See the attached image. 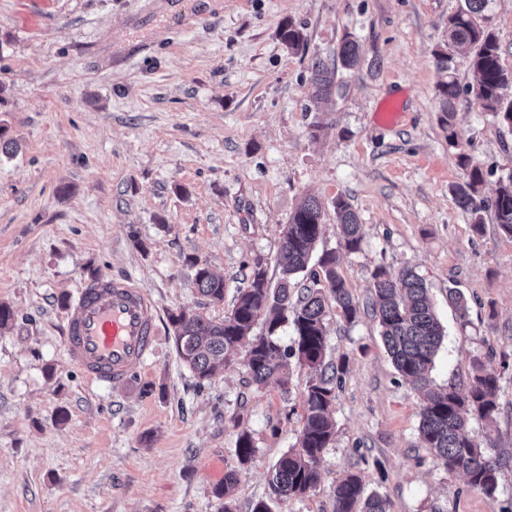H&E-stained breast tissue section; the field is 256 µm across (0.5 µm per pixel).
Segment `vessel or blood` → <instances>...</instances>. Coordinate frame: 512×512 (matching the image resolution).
I'll return each mask as SVG.
<instances>
[{"mask_svg": "<svg viewBox=\"0 0 512 512\" xmlns=\"http://www.w3.org/2000/svg\"><path fill=\"white\" fill-rule=\"evenodd\" d=\"M66 320L67 356L98 384L126 383L132 365L154 349V304L127 278H92L70 303Z\"/></svg>", "mask_w": 512, "mask_h": 512, "instance_id": "b4317fda", "label": "vessel or blood"}]
</instances>
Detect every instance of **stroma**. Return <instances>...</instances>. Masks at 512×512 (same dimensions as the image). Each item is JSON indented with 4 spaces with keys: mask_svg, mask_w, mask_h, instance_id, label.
<instances>
[{
    "mask_svg": "<svg viewBox=\"0 0 512 512\" xmlns=\"http://www.w3.org/2000/svg\"><path fill=\"white\" fill-rule=\"evenodd\" d=\"M462 0H0V512H221L214 490L234 471L237 512L265 498L267 476L303 425L306 370L287 385L249 383L241 359L197 386L176 354L168 315L219 320L247 266L274 260L281 231L310 196L325 207L318 249L340 253L366 299L377 267L425 278L446 338L436 384H467L474 361L500 370L491 432L501 457L488 495L434 464L419 442L420 399L399 378L368 314H330L328 360L346 358L320 483L271 512H332L348 473L389 512H501L512 502V239L493 213L482 233L452 188L470 156L492 198L512 176V130L467 87L468 51L449 48ZM293 23L305 50L286 48ZM360 62L342 67L344 39ZM452 57L444 69L439 54ZM336 69L331 99H312L311 61ZM456 76L458 144L442 127V86ZM399 99L401 121L377 109ZM346 199L364 238L340 248L333 202ZM224 278L213 304L192 260ZM96 275L127 276L155 306L157 341L119 387L89 381L66 354L62 298ZM468 300L460 322L449 288ZM256 451L240 465V429Z\"/></svg>",
    "mask_w": 512,
    "mask_h": 512,
    "instance_id": "obj_1",
    "label": "stroma"
}]
</instances>
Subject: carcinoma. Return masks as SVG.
<instances>
[{"mask_svg":"<svg viewBox=\"0 0 512 512\" xmlns=\"http://www.w3.org/2000/svg\"><path fill=\"white\" fill-rule=\"evenodd\" d=\"M487 2L465 0L464 8L448 16V42L470 49L468 66L475 78L471 92L497 123L512 128V99L503 94V90L512 87V69L502 64L497 36L481 16ZM279 37L290 50L305 49L302 31L291 23L281 27ZM339 55L344 67H355L359 58L357 44L344 40ZM311 82L313 96L326 98L336 84V71L316 61L312 64ZM459 93L450 71L442 89L443 124L450 142L458 139L454 103ZM459 160L467 175L453 193L458 206L468 214L472 229L483 231L484 213L491 209L500 233L512 238V178L500 182L494 197L487 201L479 195L484 182L482 169L470 164L465 154ZM334 211L341 245L349 252L357 251L363 240V225L356 212L342 197L334 201ZM323 219V206L314 197L295 208L281 232L277 280L268 277L262 259H254L248 286L239 291L224 319L214 321L183 310L169 315L176 353L201 387L224 370L244 344V366L250 382L257 386L281 373L292 361L308 370L302 429L294 446L273 466L268 498L255 502L252 512H271L269 500L302 498L319 484L318 465L333 441L332 414L347 369L343 360L337 364L326 360V321L331 307L348 323L354 322L363 309L372 314L397 373L422 393V447L430 451L436 465L462 474L468 486L494 494L501 461L485 454L469 430V417H478L488 428L494 425L500 374L476 361L465 387L452 382L435 384L431 372L445 329L435 313L425 279L408 267L393 273L379 267L373 273L371 295L360 302L338 269L335 251L322 252L317 263L308 266L323 235ZM193 266L198 292L213 303L223 302L224 278L205 263L195 262ZM258 323L263 324L264 333L255 336L253 329ZM288 324L293 327V339L285 345L279 331ZM254 452L253 437L244 428L235 445L239 463H248ZM236 482V473L230 472L224 476V486L215 489L217 497L226 498L224 512H233L227 497ZM333 512H387V501L378 493L364 495L362 479L350 474L336 486Z\"/></svg>","mask_w":512,"mask_h":512,"instance_id":"cac0c4a2","label":"carcinoma"}]
</instances>
